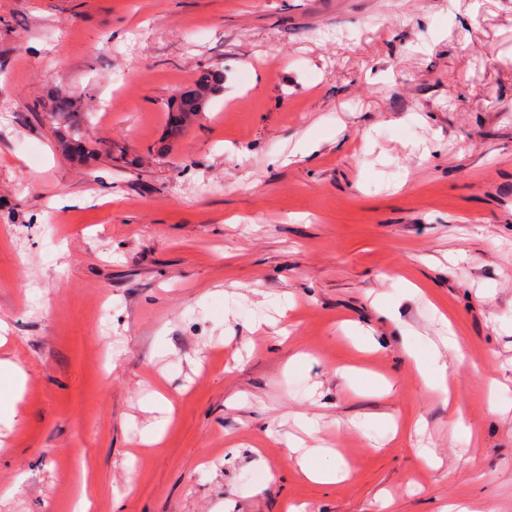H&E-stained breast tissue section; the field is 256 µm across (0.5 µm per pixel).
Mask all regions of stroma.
Listing matches in <instances>:
<instances>
[{
	"mask_svg": "<svg viewBox=\"0 0 512 512\" xmlns=\"http://www.w3.org/2000/svg\"><path fill=\"white\" fill-rule=\"evenodd\" d=\"M0 320V512H512V0H0ZM221 86V77L209 71L202 72L193 86L174 99L169 107L171 128L181 131L185 127L186 120L197 112H201L207 102L217 93ZM174 111L182 113V120L175 116ZM80 103L78 98L57 96L42 102L40 107L62 150L84 160H93L102 154L111 157V146L102 141H94L83 132ZM73 146H76L75 151L72 150ZM407 353L413 360L414 366L427 388L432 390L439 389L444 393H448V373L445 365L439 368H430L413 347H409Z\"/></svg>",
	"mask_w": 512,
	"mask_h": 512,
	"instance_id": "35a3bbf8",
	"label": "stroma"
}]
</instances>
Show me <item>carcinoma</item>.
Here are the masks:
<instances>
[{
    "instance_id": "cac0c4a2",
    "label": "carcinoma",
    "mask_w": 512,
    "mask_h": 512,
    "mask_svg": "<svg viewBox=\"0 0 512 512\" xmlns=\"http://www.w3.org/2000/svg\"><path fill=\"white\" fill-rule=\"evenodd\" d=\"M221 86V77L209 71L202 72L193 86L174 99L169 107L171 128L180 131L186 120L204 109L207 102ZM81 100L69 96H57L40 104L45 120L55 132L60 147L79 159L93 160L100 155L112 156V147L102 141H94L83 132Z\"/></svg>"
}]
</instances>
